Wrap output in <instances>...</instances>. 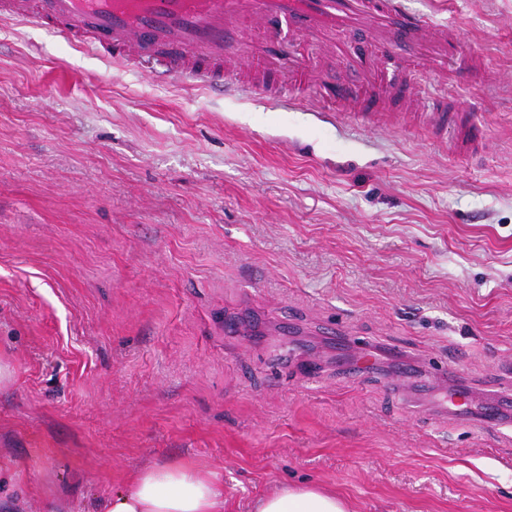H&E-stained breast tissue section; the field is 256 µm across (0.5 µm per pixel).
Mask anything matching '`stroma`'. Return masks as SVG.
<instances>
[{
	"label": "stroma",
	"instance_id": "1",
	"mask_svg": "<svg viewBox=\"0 0 512 512\" xmlns=\"http://www.w3.org/2000/svg\"><path fill=\"white\" fill-rule=\"evenodd\" d=\"M446 60L413 109H281L0 21V512H99L204 460L224 512L316 485L350 512H512V0H406ZM480 57L487 76L460 77ZM437 97L461 105L444 130ZM484 137L455 146L460 130Z\"/></svg>",
	"mask_w": 512,
	"mask_h": 512
}]
</instances>
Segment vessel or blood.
I'll list each match as a JSON object with an SVG mask.
<instances>
[{
    "mask_svg": "<svg viewBox=\"0 0 512 512\" xmlns=\"http://www.w3.org/2000/svg\"><path fill=\"white\" fill-rule=\"evenodd\" d=\"M0 19L36 20L124 68L150 60L152 76L226 95H262L277 105L295 104L297 85L316 76L303 39L364 29L373 35L370 52L343 45L338 53L355 83L331 94L345 110L362 101L366 113L383 111L408 90L370 56H442L452 37L403 0H0Z\"/></svg>",
    "mask_w": 512,
    "mask_h": 512,
    "instance_id": "1",
    "label": "vessel or blood"
}]
</instances>
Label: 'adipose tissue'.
I'll return each instance as SVG.
<instances>
[{"label": "adipose tissue", "instance_id": "1", "mask_svg": "<svg viewBox=\"0 0 512 512\" xmlns=\"http://www.w3.org/2000/svg\"><path fill=\"white\" fill-rule=\"evenodd\" d=\"M104 512H224V485L209 464L193 459L149 463L109 497ZM253 512H347L336 494L282 487L259 497Z\"/></svg>", "mask_w": 512, "mask_h": 512}]
</instances>
